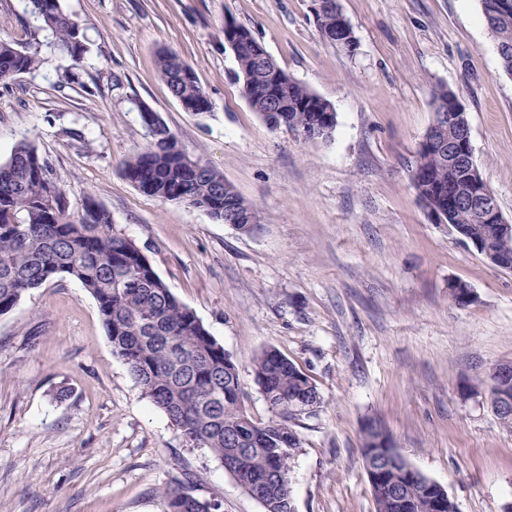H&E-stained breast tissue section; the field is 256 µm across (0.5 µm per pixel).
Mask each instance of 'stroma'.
Returning a JSON list of instances; mask_svg holds the SVG:
<instances>
[{"instance_id":"35a3bbf8","label":"stroma","mask_w":512,"mask_h":512,"mask_svg":"<svg viewBox=\"0 0 512 512\" xmlns=\"http://www.w3.org/2000/svg\"><path fill=\"white\" fill-rule=\"evenodd\" d=\"M60 3L89 39L78 65L25 0H0V40L39 59L0 83V162L28 140L72 211L96 195L114 233L140 246L237 362L254 419L274 416L252 369L263 349L314 380L321 404L294 421L295 512H375L361 457L369 418L458 512H501L512 501V431L485 385L512 362V272L434 223L409 176L432 90L446 86L512 222V78L478 0H340L358 40L352 57L321 37L311 0ZM228 20L333 105L329 139L270 130L252 111L224 47ZM163 48L192 67L209 112L185 111L158 77ZM141 104L255 206L257 225L242 232L161 202L120 174L145 141ZM452 280L474 302L456 306ZM60 388L66 397L54 399ZM186 473L220 512H264L142 395L77 281L54 279L0 316V512H164L159 489Z\"/></svg>"}]
</instances>
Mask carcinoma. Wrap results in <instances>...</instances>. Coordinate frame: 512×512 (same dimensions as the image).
<instances>
[{
	"mask_svg": "<svg viewBox=\"0 0 512 512\" xmlns=\"http://www.w3.org/2000/svg\"><path fill=\"white\" fill-rule=\"evenodd\" d=\"M30 12L54 37V47L83 62L88 52L83 28L67 14L60 0H27ZM484 24L495 44L503 73L512 78V0H480ZM339 0H324L317 16L321 36L347 55L357 50L353 31L338 28ZM253 44L236 51L237 79L251 109L271 130L286 127L309 139L319 113L334 107L307 86L288 79L272 111L265 96L276 87L277 62ZM38 58L0 41V83L34 69ZM157 74L172 95L190 112L203 114L211 102L193 69L173 50L157 54ZM434 111L448 122L429 128L452 147L468 115L457 96L445 86L432 91ZM146 130L143 147L121 163L122 175L143 193L163 202H180L207 210L221 222L240 209L257 220L256 210L224 175L200 165L180 148L176 135L158 113L138 106ZM410 179L425 207L446 214L456 232L472 242L483 239L489 225L468 207L448 211V195L459 200L486 185L475 161L446 154L417 151ZM65 192L54 181L48 161L36 148L20 141L8 160L0 163V316L10 313L33 290L58 277L78 281L96 300L113 352L152 404L164 411L187 445L205 448L218 459L265 512H294L290 490L283 487L288 467L301 447L293 420L313 414L321 403L312 378L275 349L253 360L255 382L279 419H253L244 408L239 368L204 326L196 313L179 301L149 266L137 243L112 232V215L88 193L78 217L69 212ZM389 452L394 469L369 482L376 512H458L457 505L437 482L392 446L374 419L362 427L361 456L367 449ZM407 484L393 490L400 471ZM191 476L177 478L161 491L165 512H211L215 498L196 494Z\"/></svg>",
	"mask_w": 512,
	"mask_h": 512,
	"instance_id": "1",
	"label": "carcinoma"
}]
</instances>
